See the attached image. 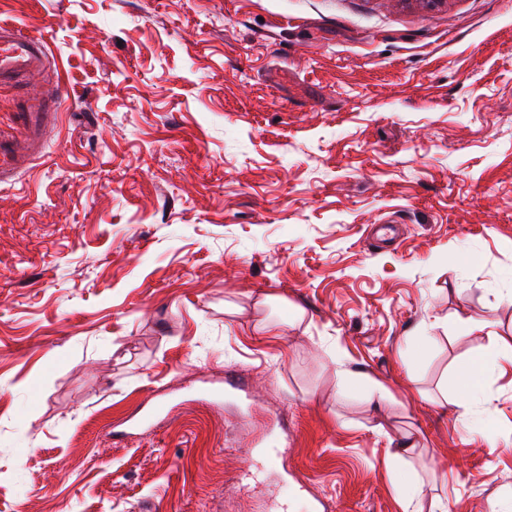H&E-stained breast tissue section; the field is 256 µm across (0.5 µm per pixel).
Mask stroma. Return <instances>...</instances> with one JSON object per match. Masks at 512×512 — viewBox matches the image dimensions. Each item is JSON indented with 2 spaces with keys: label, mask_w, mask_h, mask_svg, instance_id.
Instances as JSON below:
<instances>
[{
  "label": "stroma",
  "mask_w": 512,
  "mask_h": 512,
  "mask_svg": "<svg viewBox=\"0 0 512 512\" xmlns=\"http://www.w3.org/2000/svg\"><path fill=\"white\" fill-rule=\"evenodd\" d=\"M1 22L62 98L0 185V512H403L408 434L423 512H512V372L450 389L512 341V0ZM506 366H512V343L495 336L493 347L472 360L458 376L456 405L464 408L465 415L480 395L486 374L489 371L505 372ZM336 377L340 386L357 380L365 382L368 385L367 399L369 402L376 403L377 406L386 398L385 388L382 384L367 375H359L340 366L336 370Z\"/></svg>",
  "instance_id": "obj_1"
}]
</instances>
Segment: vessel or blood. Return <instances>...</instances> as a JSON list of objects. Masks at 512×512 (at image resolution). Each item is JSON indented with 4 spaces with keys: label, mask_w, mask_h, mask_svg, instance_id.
<instances>
[{
    "label": "vessel or blood",
    "mask_w": 512,
    "mask_h": 512,
    "mask_svg": "<svg viewBox=\"0 0 512 512\" xmlns=\"http://www.w3.org/2000/svg\"><path fill=\"white\" fill-rule=\"evenodd\" d=\"M48 50L42 37L22 31L14 25L0 24V83H31L43 75ZM55 99L44 93L30 95L21 114L17 133L0 134V182L17 175L41 151L40 135Z\"/></svg>",
    "instance_id": "b4317fda"
}]
</instances>
